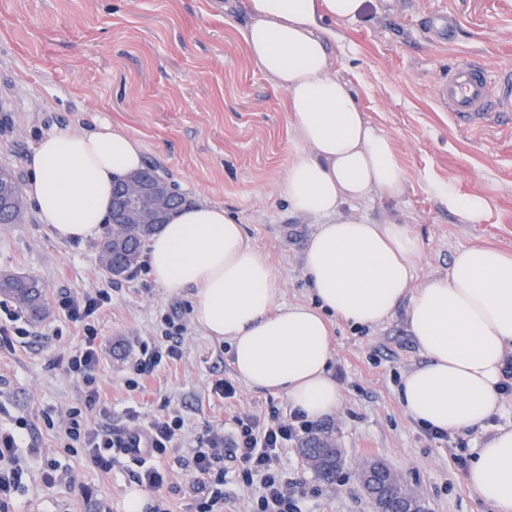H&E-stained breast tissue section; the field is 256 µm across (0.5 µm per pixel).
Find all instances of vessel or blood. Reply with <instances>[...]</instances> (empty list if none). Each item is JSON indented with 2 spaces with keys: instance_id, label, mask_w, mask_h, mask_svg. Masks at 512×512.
<instances>
[{
  "instance_id": "obj_1",
  "label": "vessel or blood",
  "mask_w": 512,
  "mask_h": 512,
  "mask_svg": "<svg viewBox=\"0 0 512 512\" xmlns=\"http://www.w3.org/2000/svg\"><path fill=\"white\" fill-rule=\"evenodd\" d=\"M436 92L439 103L459 126L512 120L511 69L494 78L478 64L462 63L438 82Z\"/></svg>"
}]
</instances>
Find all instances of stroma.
I'll list each match as a JSON object with an SVG mask.
<instances>
[{"label":"stroma","instance_id":"stroma-1","mask_svg":"<svg viewBox=\"0 0 512 512\" xmlns=\"http://www.w3.org/2000/svg\"><path fill=\"white\" fill-rule=\"evenodd\" d=\"M214 2L0 0V165L27 186L25 160L44 134L109 120L140 140L146 163L186 200L224 205L239 220L273 269L278 303H309L302 256L317 226L277 193L295 139L286 93L254 66L239 39L249 20L244 0H222L219 9ZM340 34L330 46L336 72L389 133L407 175L399 197L359 205V214L410 226L421 245L419 280L447 273L469 246L512 253V122L458 127L435 94L438 79L464 62L492 75L512 69V0H369L364 16ZM441 185L483 196L481 220L467 223L450 210L436 192ZM100 247L97 238L56 239L33 206L25 223L0 224V271L39 278L50 298L112 291L98 314L101 397L87 412L90 423L121 426L131 407L147 418L175 410L185 419L187 449L229 412H291L285 395L238 380L229 344L194 322L191 289L160 287L143 269L110 277L100 268ZM171 310L187 325L181 359L162 364L145 388L129 390L135 353L157 340ZM30 332L0 350V429L28 425L19 440L24 487L12 512H126L130 463L104 473L64 446L62 418L82 402L84 386L56 356L80 345V329L54 308ZM331 333L330 371L342 399L322 424L348 464L330 485L305 467L300 442L283 449L286 475L305 487L303 512H372L353 468L361 459L405 473L428 512H494L471 493L453 449L426 437L402 407L401 379L424 361L405 309L372 329L336 322ZM218 379L233 382V398L213 394ZM34 441L37 456L29 451ZM52 467L64 479L48 487L42 474Z\"/></svg>","mask_w":512,"mask_h":512}]
</instances>
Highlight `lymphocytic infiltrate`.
<instances>
[{
	"instance_id": "f902f5d3",
	"label": "lymphocytic infiltrate",
	"mask_w": 512,
	"mask_h": 512,
	"mask_svg": "<svg viewBox=\"0 0 512 512\" xmlns=\"http://www.w3.org/2000/svg\"><path fill=\"white\" fill-rule=\"evenodd\" d=\"M111 300V293L104 288L81 294L66 291L56 298L57 308L82 330L81 345L67 355L66 369L84 382L86 405L70 408L66 414L64 431L68 443L81 445L88 462L107 473L124 459L129 437L146 434L149 453L146 458L134 460L133 478L138 486L156 494L153 512H169V495L180 492L167 464L171 458L195 477L190 487L192 512H224L229 499L225 487L232 478L257 486L255 512H302L303 492L296 481L285 479L281 470L282 449L289 442L320 430L319 424L300 412L285 416L274 408L261 418L233 415L227 422V431H213L206 447L194 449L187 457L176 454L185 424L179 414L169 413L147 420L132 408L126 412L121 427L90 424L85 408L100 401L94 375L100 362L97 313ZM162 323L164 333L160 341L142 344L132 365L133 377L128 381L132 389H139L141 379L152 375L161 364L182 355L185 323L171 314L164 315ZM230 461L235 464L231 470L226 467ZM22 476L17 436L0 431V512H9L21 487Z\"/></svg>"
}]
</instances>
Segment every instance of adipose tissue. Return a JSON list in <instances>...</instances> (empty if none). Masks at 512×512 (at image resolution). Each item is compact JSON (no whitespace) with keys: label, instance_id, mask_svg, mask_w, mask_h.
Masks as SVG:
<instances>
[{"label":"adipose tissue","instance_id":"ef3b65f1","mask_svg":"<svg viewBox=\"0 0 512 512\" xmlns=\"http://www.w3.org/2000/svg\"><path fill=\"white\" fill-rule=\"evenodd\" d=\"M367 0H246L240 39L254 65L286 93L295 132L280 196L312 218L304 252L313 303L280 305L273 271L223 206L170 211L149 241L146 268L171 290L190 287L194 318L228 341L237 375L288 397L309 420L334 413L341 391L329 370L331 318L370 328L406 306L424 363L398 389L409 417L453 434L484 426L499 409L505 356L512 351V255L491 246L458 251L447 274L415 282L420 243L404 224H379L360 203L395 198L406 171L389 134L367 120L328 51L336 31L358 21ZM139 139L101 122L59 129L26 159L27 192L57 239L99 236L111 220L114 183L139 171ZM467 480L495 512H512V430L476 449Z\"/></svg>","mask_w":512,"mask_h":512}]
</instances>
